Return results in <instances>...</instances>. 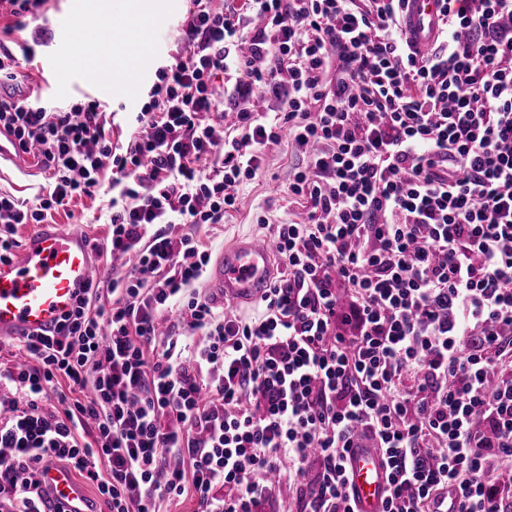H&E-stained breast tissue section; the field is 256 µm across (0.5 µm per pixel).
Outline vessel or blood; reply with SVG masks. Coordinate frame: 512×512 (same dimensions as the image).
<instances>
[{
    "instance_id": "obj_1",
    "label": "vessel or blood",
    "mask_w": 512,
    "mask_h": 512,
    "mask_svg": "<svg viewBox=\"0 0 512 512\" xmlns=\"http://www.w3.org/2000/svg\"><path fill=\"white\" fill-rule=\"evenodd\" d=\"M442 0H404L402 25L408 40L428 49L436 40ZM69 51L80 55L98 29L81 16L73 18ZM273 245L267 240L241 241L226 250L209 272L213 300L259 297L273 273ZM101 265L79 229L46 224L32 233L18 257L0 265V339L52 331L72 311L76 295L87 287ZM350 491L357 512H382L387 471L369 440L356 441L348 456ZM49 500L62 501L66 512H93L87 491L67 467L53 464L42 471Z\"/></svg>"
}]
</instances>
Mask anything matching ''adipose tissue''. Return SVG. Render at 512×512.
<instances>
[{
	"instance_id": "obj_1",
	"label": "adipose tissue",
	"mask_w": 512,
	"mask_h": 512,
	"mask_svg": "<svg viewBox=\"0 0 512 512\" xmlns=\"http://www.w3.org/2000/svg\"><path fill=\"white\" fill-rule=\"evenodd\" d=\"M93 7L88 14L90 21L100 17L120 13L132 17L131 25L111 30L104 38L88 45L84 63L87 74L92 79L111 83L114 92H122L125 85L126 69L136 67L137 59L125 56L114 61L112 49L117 45L134 42L141 49H149L152 35V20L156 14L164 12L166 0H91Z\"/></svg>"
}]
</instances>
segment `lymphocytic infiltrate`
<instances>
[{
	"label": "lymphocytic infiltrate",
	"mask_w": 512,
	"mask_h": 512,
	"mask_svg": "<svg viewBox=\"0 0 512 512\" xmlns=\"http://www.w3.org/2000/svg\"><path fill=\"white\" fill-rule=\"evenodd\" d=\"M188 3L125 145L98 101L0 98L50 175L32 205L0 191V263L107 171L105 250L131 261L0 366V512H43L51 463L109 512L189 487L199 512H267L284 480L287 512H355L361 434L383 512H512V0H443L424 52L403 0ZM285 138L302 214L267 227L280 271L253 314L220 310L197 231ZM173 310L199 341L159 335ZM348 466L357 512H381L388 475L379 450L369 440L356 441L348 456Z\"/></svg>",
	"instance_id": "lymphocytic-infiltrate-1"
}]
</instances>
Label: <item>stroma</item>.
I'll use <instances>...</instances> for the list:
<instances>
[{
	"label": "stroma",
	"instance_id": "35a3bbf8",
	"mask_svg": "<svg viewBox=\"0 0 512 512\" xmlns=\"http://www.w3.org/2000/svg\"><path fill=\"white\" fill-rule=\"evenodd\" d=\"M83 2L47 0L41 14L26 18L20 31L0 38V43L20 60L17 89L26 94L39 91L41 102L60 108L76 102L81 93H93L111 114L113 141L123 143L136 128L135 109L148 102L149 91L157 80L158 68L169 63L170 55L176 48L178 25L186 12L187 2L177 0L169 28L165 33L155 35L153 55L143 66L138 77L137 93L132 97L113 93L111 87L90 80L82 60L69 56V15L75 5ZM45 69L60 73L59 85L42 88L41 72ZM298 162L299 158L289 143H281L267 151L262 173L240 189L236 210L226 217L224 223L200 229L199 236L212 255H219L225 245L237 237L263 238L266 231L259 222L260 217L278 223L299 212V205L288 201L289 174ZM28 167V173L24 174L11 165L0 166V189L20 199L34 201L40 187L46 185L48 175L36 161H29ZM102 182L103 186L95 197L76 199L68 211L53 213V223L81 225L90 241H103L108 233L107 215L112 197L108 189L110 174H103Z\"/></svg>",
	"mask_w": 512,
	"mask_h": 512
}]
</instances>
